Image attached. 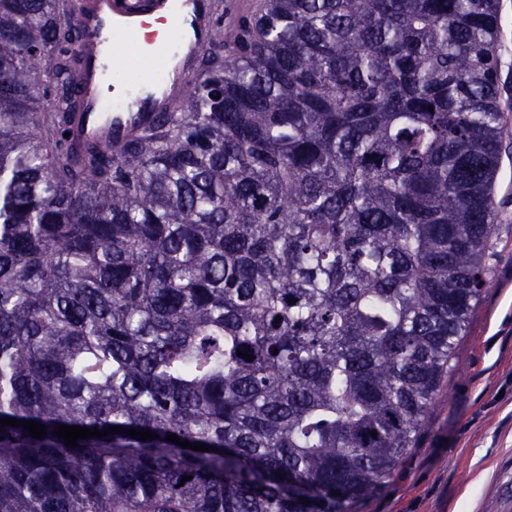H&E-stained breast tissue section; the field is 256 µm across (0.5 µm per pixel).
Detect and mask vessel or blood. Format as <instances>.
I'll return each instance as SVG.
<instances>
[{
  "label": "vessel or blood",
  "mask_w": 512,
  "mask_h": 512,
  "mask_svg": "<svg viewBox=\"0 0 512 512\" xmlns=\"http://www.w3.org/2000/svg\"><path fill=\"white\" fill-rule=\"evenodd\" d=\"M152 15L168 18L165 38L153 45L160 60L157 80L124 84L122 95L107 98L114 74L134 67L121 52L123 44L138 41L140 27ZM75 23L87 51L80 67L82 109L74 136L84 143L116 145L153 126L193 78L191 64L208 46L214 18L205 0H84Z\"/></svg>",
  "instance_id": "obj_1"
}]
</instances>
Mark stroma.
Segmentation results:
<instances>
[{
    "mask_svg": "<svg viewBox=\"0 0 512 512\" xmlns=\"http://www.w3.org/2000/svg\"><path fill=\"white\" fill-rule=\"evenodd\" d=\"M494 199L497 258L457 345L464 373L443 387L414 448L353 512H512V130Z\"/></svg>",
    "mask_w": 512,
    "mask_h": 512,
    "instance_id": "35a3bbf8",
    "label": "stroma"
}]
</instances>
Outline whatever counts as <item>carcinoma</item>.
Instances as JSON below:
<instances>
[{
  "mask_svg": "<svg viewBox=\"0 0 512 512\" xmlns=\"http://www.w3.org/2000/svg\"><path fill=\"white\" fill-rule=\"evenodd\" d=\"M80 2L0 0V512H352L490 281L500 0H213L118 148L65 137Z\"/></svg>",
  "mask_w": 512,
  "mask_h": 512,
  "instance_id": "carcinoma-1",
  "label": "carcinoma"
}]
</instances>
